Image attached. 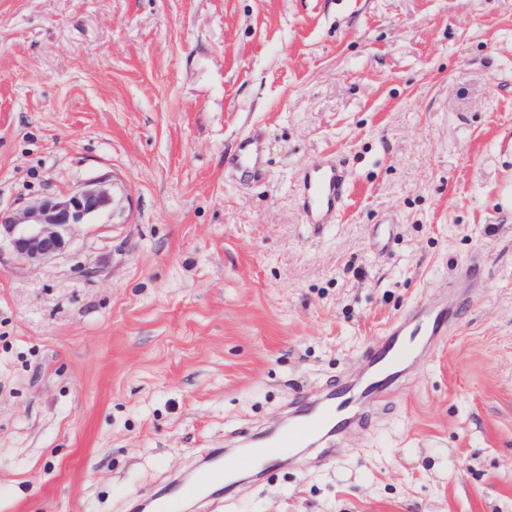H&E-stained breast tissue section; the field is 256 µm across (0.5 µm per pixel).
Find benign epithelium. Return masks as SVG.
Wrapping results in <instances>:
<instances>
[{
    "instance_id": "benign-epithelium-1",
    "label": "benign epithelium",
    "mask_w": 512,
    "mask_h": 512,
    "mask_svg": "<svg viewBox=\"0 0 512 512\" xmlns=\"http://www.w3.org/2000/svg\"><path fill=\"white\" fill-rule=\"evenodd\" d=\"M116 204L100 177L63 196H45L15 212H0V249L8 247L23 263H37L66 251L73 230L93 224Z\"/></svg>"
}]
</instances>
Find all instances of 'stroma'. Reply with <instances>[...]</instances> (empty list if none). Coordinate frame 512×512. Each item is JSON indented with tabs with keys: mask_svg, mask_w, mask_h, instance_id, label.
Masks as SVG:
<instances>
[{
	"mask_svg": "<svg viewBox=\"0 0 512 512\" xmlns=\"http://www.w3.org/2000/svg\"><path fill=\"white\" fill-rule=\"evenodd\" d=\"M328 151L349 195L317 232L297 176ZM103 175L118 212L64 254L0 251V512H126L474 257L344 455L221 512H512V0H0V211ZM264 163L263 141L259 136H248L238 142L233 154L224 159V165L249 179L257 177Z\"/></svg>",
	"mask_w": 512,
	"mask_h": 512,
	"instance_id": "obj_1",
	"label": "stroma"
}]
</instances>
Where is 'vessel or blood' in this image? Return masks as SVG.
Listing matches in <instances>:
<instances>
[{
    "label": "vessel or blood",
    "instance_id": "obj_1",
    "mask_svg": "<svg viewBox=\"0 0 512 512\" xmlns=\"http://www.w3.org/2000/svg\"><path fill=\"white\" fill-rule=\"evenodd\" d=\"M263 163V141L257 136L239 141L224 160L226 167L246 179L257 177ZM348 190V174L335 155L304 168L298 192L307 223L316 228L334 223ZM457 298V289L452 286L437 293L428 304L398 316L382 336L363 349L361 374H346L321 390L299 394L289 402L287 416L271 427L236 429V445L214 449L199 474L171 480L139 504V512H190L196 505L218 507L225 485L258 473L261 467L280 464L284 456L299 448H319L328 457L343 455L344 435L366 425L372 415L389 405L409 372L424 364L447 335Z\"/></svg>",
    "mask_w": 512,
    "mask_h": 512
}]
</instances>
